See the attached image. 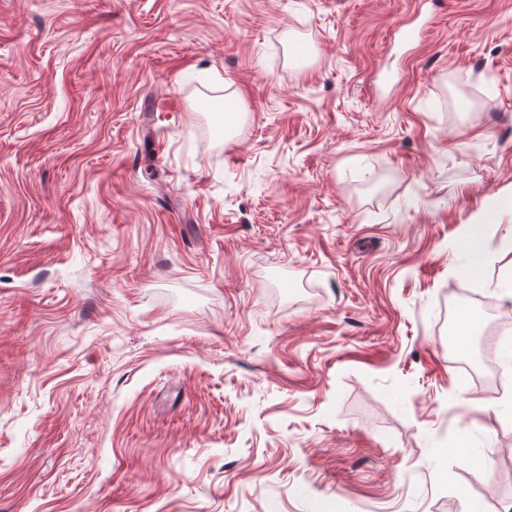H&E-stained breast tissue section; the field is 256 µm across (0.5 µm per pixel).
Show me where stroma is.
Returning <instances> with one entry per match:
<instances>
[{
    "label": "stroma",
    "instance_id": "1",
    "mask_svg": "<svg viewBox=\"0 0 512 512\" xmlns=\"http://www.w3.org/2000/svg\"><path fill=\"white\" fill-rule=\"evenodd\" d=\"M511 197L512 0H0V512H512ZM491 247L492 244L488 240V236L479 232H473L462 241V250L470 256L474 269L482 267L485 255Z\"/></svg>",
    "mask_w": 512,
    "mask_h": 512
}]
</instances>
